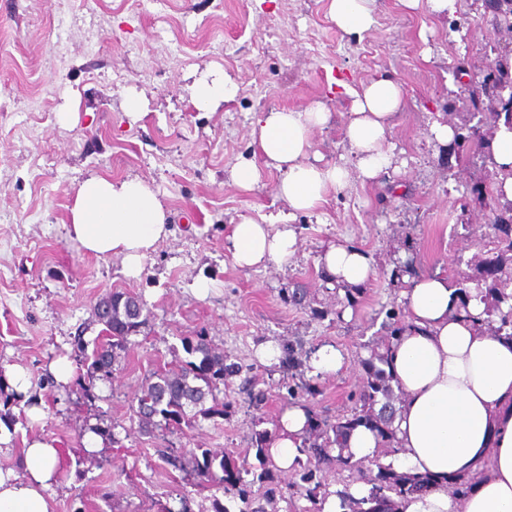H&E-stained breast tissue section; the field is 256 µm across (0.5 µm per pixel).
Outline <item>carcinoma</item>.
I'll return each mask as SVG.
<instances>
[{
    "label": "carcinoma",
    "instance_id": "carcinoma-1",
    "mask_svg": "<svg viewBox=\"0 0 512 512\" xmlns=\"http://www.w3.org/2000/svg\"><path fill=\"white\" fill-rule=\"evenodd\" d=\"M496 23L512 32V0H492ZM495 72V79L489 83L481 80L472 90L469 107L473 110L483 104V97L497 96L502 85L512 87V74L497 62L489 63ZM469 142L477 143L483 150V157L491 158L490 140L485 138L478 126H466L457 132L455 145L462 147ZM492 245L471 268V273L456 282L462 309H467L471 284L484 289L486 304L482 315L472 318L473 323L486 327L495 336L512 341V202L498 203L487 215ZM404 246L408 256L394 262L390 281L401 282L405 275L420 273L417 265L418 242L406 237ZM137 300L126 292H113L100 300L94 308L97 321L103 325V340L92 354L85 357V373L79 378V387L84 399H97L96 383L106 381L112 374V366L120 353L130 344V337L136 336L148 326L151 312L141 306L142 315L130 310ZM385 314V336L380 340H368L363 348L371 352V358L361 360L364 377L361 385L347 396L351 406L343 414L330 420L316 410L310 399L318 389L313 378L306 375L308 366L301 339L288 340L281 344L280 365L291 371L290 380L281 384L285 392L280 398L289 406L307 409L308 421L322 419L323 428L316 432H305L299 446L300 457L296 458L293 470L298 480L282 483L278 478L280 469L275 464L268 442L273 431L258 428L265 423L259 417L255 420L248 451L258 462V471L253 472L236 462L226 452L202 448L200 452L186 453L181 448L163 450L162 459L173 472H180L195 480L198 491L217 489L223 491L237 507V512H265L263 503L277 500L286 502L287 512L297 510L296 499L308 501L317 512L321 504L336 494L341 500L343 512H398V501L429 490L434 478L429 475L398 473L389 465L376 462L377 471L365 472L361 462L351 456L334 455L333 449L344 448V440L357 427L364 426L382 439L384 456L394 455L398 448L392 444V423L395 418L394 402L400 400L395 393L394 378L385 370L389 365L390 345L406 328L404 309L382 308ZM182 347L188 358L179 361L175 370H156L135 393L131 404L132 417L137 419L139 428L151 433L156 429L169 432L194 428L200 422L216 417L224 418L231 413L233 402L224 392V379L241 372L242 365L229 361V356L216 350L208 331L201 327L190 336L181 338ZM18 395L7 392L0 383V419H14L11 405L17 403ZM350 472V477L368 486L367 492L355 498L343 487L334 492L322 480L320 472L333 466ZM452 494L459 501L465 500L473 490L469 479L450 478Z\"/></svg>",
    "mask_w": 512,
    "mask_h": 512
}]
</instances>
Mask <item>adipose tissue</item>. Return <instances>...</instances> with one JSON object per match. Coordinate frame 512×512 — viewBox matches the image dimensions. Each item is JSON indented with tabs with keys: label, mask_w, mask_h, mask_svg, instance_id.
<instances>
[{
	"label": "adipose tissue",
	"mask_w": 512,
	"mask_h": 512,
	"mask_svg": "<svg viewBox=\"0 0 512 512\" xmlns=\"http://www.w3.org/2000/svg\"><path fill=\"white\" fill-rule=\"evenodd\" d=\"M377 0H329V16L348 34H361L376 22ZM237 87L218 71L190 86L195 109L209 112L234 100ZM351 98L344 139L349 161L324 160L313 153L312 136L327 128L332 114L325 104L302 110L273 109L252 124L260 162H243L231 174L236 186L253 189L261 168L278 174L277 193L287 209L277 224L244 217L230 228L228 248L235 265L253 269L286 263L297 246L291 223L312 214L351 174L376 182L393 163L389 141L395 116L405 99L401 85L388 78L348 88ZM169 210L142 179H112L90 173L78 186L69 211L68 234L85 252L121 258L126 277L138 278L143 262L167 237ZM333 286L358 288L372 267L353 247L334 243L319 259ZM407 328L394 343L391 367L402 392L394 421L400 472L436 478L426 493L403 500L399 512H512V342L478 328L474 316L484 304L471 290L467 314L457 311L456 288L436 273L409 279L403 291ZM271 454L280 468H291L299 437L307 425L303 408L279 419ZM66 453L57 440L35 438L24 450V477L0 469V512H53V493L64 478ZM471 477L474 490L465 501L448 493L452 476Z\"/></svg>",
	"instance_id": "obj_1"
}]
</instances>
